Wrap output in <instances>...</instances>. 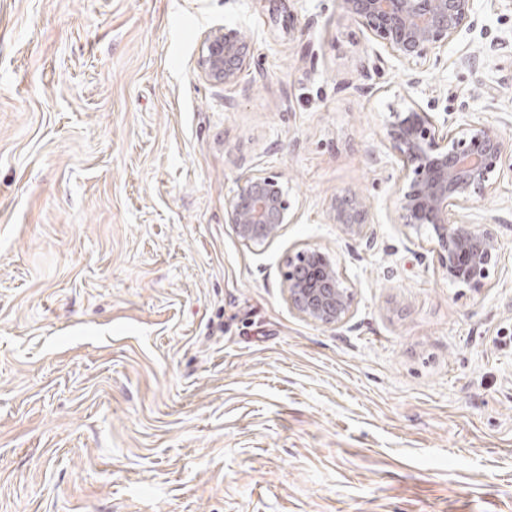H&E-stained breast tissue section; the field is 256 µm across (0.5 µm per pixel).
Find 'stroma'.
Instances as JSON below:
<instances>
[{
  "label": "stroma",
  "instance_id": "1",
  "mask_svg": "<svg viewBox=\"0 0 512 512\" xmlns=\"http://www.w3.org/2000/svg\"><path fill=\"white\" fill-rule=\"evenodd\" d=\"M476 7L408 64L339 0H0V512H512V175L474 292L397 224L384 142L415 104L512 138V0ZM224 26L227 85L197 64ZM252 171L299 216L257 251L224 222ZM347 190L372 244L329 220ZM308 247L341 326L288 304ZM249 62V41L235 28H219L202 39L198 65L210 82L226 85L234 82ZM285 282L289 305L304 319L337 327L350 318L354 284L337 254L320 248L289 254Z\"/></svg>",
  "mask_w": 512,
  "mask_h": 512
}]
</instances>
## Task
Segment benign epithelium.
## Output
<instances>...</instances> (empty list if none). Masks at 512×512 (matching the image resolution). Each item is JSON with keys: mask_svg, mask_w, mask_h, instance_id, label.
<instances>
[{"mask_svg": "<svg viewBox=\"0 0 512 512\" xmlns=\"http://www.w3.org/2000/svg\"><path fill=\"white\" fill-rule=\"evenodd\" d=\"M345 14L379 40L389 54L408 63L471 34L477 27L476 0H340ZM249 62V41L235 28H219L202 39L198 65L210 82L235 81ZM386 146L401 173L397 221L406 233L430 230L431 250L448 281L481 291L500 258V242L467 219V211L492 193L494 177L512 173V142L487 123L464 120L455 127L414 105L394 114ZM280 177L250 173L241 179L225 223L253 250L297 223ZM370 202L361 194L336 195L331 223L350 238L369 233ZM285 282L289 305L304 319L340 326L351 315L354 284L338 257L309 248L288 255Z\"/></svg>", "mask_w": 512, "mask_h": 512, "instance_id": "7a95c632", "label": "benign epithelium"}]
</instances>
